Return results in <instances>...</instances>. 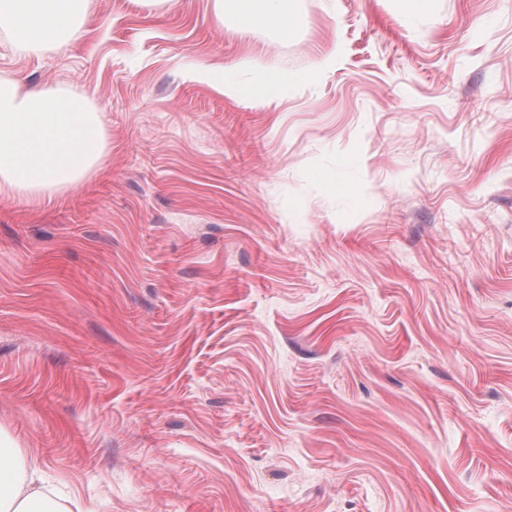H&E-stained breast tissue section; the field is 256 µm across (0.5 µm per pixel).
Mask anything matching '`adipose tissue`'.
<instances>
[{
    "mask_svg": "<svg viewBox=\"0 0 512 512\" xmlns=\"http://www.w3.org/2000/svg\"><path fill=\"white\" fill-rule=\"evenodd\" d=\"M87 0H0V30L18 51L62 47L83 34ZM218 16L242 28L259 22L290 36L298 19L288 0H217ZM111 149L85 96L0 79V198L38 205L66 194L104 165ZM37 462L0 442V512H67L40 489Z\"/></svg>",
    "mask_w": 512,
    "mask_h": 512,
    "instance_id": "obj_1",
    "label": "adipose tissue"
}]
</instances>
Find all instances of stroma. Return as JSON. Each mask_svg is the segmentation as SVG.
Masks as SVG:
<instances>
[{
	"label": "stroma",
	"mask_w": 512,
	"mask_h": 512,
	"mask_svg": "<svg viewBox=\"0 0 512 512\" xmlns=\"http://www.w3.org/2000/svg\"><path fill=\"white\" fill-rule=\"evenodd\" d=\"M290 7L0 31V78L112 144L0 200V436L84 512H512V0ZM244 57L303 80L226 93ZM220 21L224 16L235 20L237 25L248 28L260 22L277 30L283 37L292 34L298 18L288 10V0H215Z\"/></svg>",
	"instance_id": "stroma-1"
}]
</instances>
